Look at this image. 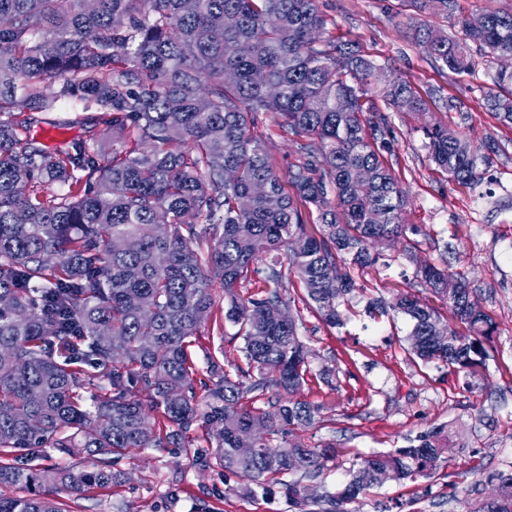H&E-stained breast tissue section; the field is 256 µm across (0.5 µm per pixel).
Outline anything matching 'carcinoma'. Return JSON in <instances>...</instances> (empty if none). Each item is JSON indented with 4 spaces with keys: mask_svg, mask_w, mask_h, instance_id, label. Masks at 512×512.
Masks as SVG:
<instances>
[{
    "mask_svg": "<svg viewBox=\"0 0 512 512\" xmlns=\"http://www.w3.org/2000/svg\"><path fill=\"white\" fill-rule=\"evenodd\" d=\"M455 40L430 27L416 40L435 60L471 74L483 56H512V12L483 14ZM496 119L512 125V70L491 76ZM388 109L425 111L412 85L326 34L318 0H0V512H73L54 491L125 482L116 461L134 448H186L201 428L203 467L246 481L248 495L281 485L298 512H359L372 489L435 469L458 432L434 427L408 445L362 459L334 493L305 495L334 458L299 432L320 406L298 397L306 347L286 297L299 281L326 323L355 288L350 265L375 264L370 241H405L406 193L384 162ZM78 102L112 127V152L86 140L38 145V115ZM299 146L285 192L263 115ZM436 166L459 183L481 179L476 149L440 123L423 126ZM264 182L269 193L253 186ZM60 189H53V185ZM320 226L319 235L308 231ZM126 239L130 250L113 243ZM288 272H283V261ZM261 283L248 296L241 289ZM465 331L412 291L390 309L412 323L411 353L448 373L485 368L494 324L462 279L420 270ZM224 319L240 362L208 361L197 380L192 337ZM71 468L39 466L51 453ZM468 512H512V472Z\"/></svg>",
    "mask_w": 512,
    "mask_h": 512,
    "instance_id": "cac0c4a2",
    "label": "carcinoma"
}]
</instances>
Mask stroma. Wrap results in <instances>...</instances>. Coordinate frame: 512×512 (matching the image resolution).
<instances>
[{"label":"stroma","mask_w":512,"mask_h":512,"mask_svg":"<svg viewBox=\"0 0 512 512\" xmlns=\"http://www.w3.org/2000/svg\"><path fill=\"white\" fill-rule=\"evenodd\" d=\"M327 31L351 44L365 59L388 74L407 80L426 104L423 115L392 113L394 150L384 160L407 191V220L422 226L425 237L416 256L401 246L370 245L377 264L354 268L358 286L339 310L343 325L324 322L301 285L293 314L298 334L310 352L313 378L300 396L321 407L320 420L302 437L312 446L336 449L321 488L335 491L353 462L405 446L407 438L440 424L454 426L460 439L444 454L436 470L414 481H387L361 501L360 512H383L393 504L401 512H466L469 504L491 497L494 476L512 470V126L488 109L491 88L485 67L459 75L436 63L418 45L414 30L428 26L462 37L453 18L434 9L418 10L413 0H318ZM438 121L463 132L472 145L497 146L480 164L481 179L462 185L430 160L421 132ZM279 172L298 160L295 141L267 114L256 130ZM424 262L464 275L496 331L482 373L464 379L422 364L409 356L410 322L401 315L371 319L370 301H391L416 285L415 271ZM205 335L191 349L198 370L209 357L224 367L238 363L236 345L226 335ZM332 371L333 387L317 376ZM128 479L119 488L96 490L81 499L60 493L78 512H296L281 489L249 496L238 478L196 464L192 454L171 448H137L119 462Z\"/></svg>","instance_id":"35a3bbf8"}]
</instances>
